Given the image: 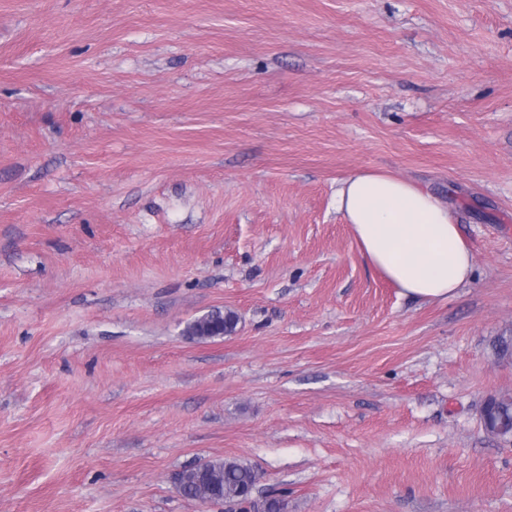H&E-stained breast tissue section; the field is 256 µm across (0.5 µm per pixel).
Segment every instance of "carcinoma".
<instances>
[{
  "label": "carcinoma",
  "mask_w": 512,
  "mask_h": 512,
  "mask_svg": "<svg viewBox=\"0 0 512 512\" xmlns=\"http://www.w3.org/2000/svg\"><path fill=\"white\" fill-rule=\"evenodd\" d=\"M236 316L231 311L214 310L188 322L184 334L197 339L213 340L235 331ZM497 421L512 425V394L499 395L492 405ZM257 482V471L248 463L236 459L215 458L184 470L178 479L183 495L201 503L236 501L250 503Z\"/></svg>",
  "instance_id": "1"
}]
</instances>
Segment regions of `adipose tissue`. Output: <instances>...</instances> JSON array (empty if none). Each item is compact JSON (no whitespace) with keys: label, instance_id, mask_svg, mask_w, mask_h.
Wrapping results in <instances>:
<instances>
[{"label":"adipose tissue","instance_id":"1","mask_svg":"<svg viewBox=\"0 0 512 512\" xmlns=\"http://www.w3.org/2000/svg\"><path fill=\"white\" fill-rule=\"evenodd\" d=\"M336 209L362 254L402 297L448 299L473 275L472 254L451 208L425 188L384 172L338 179Z\"/></svg>","mask_w":512,"mask_h":512}]
</instances>
